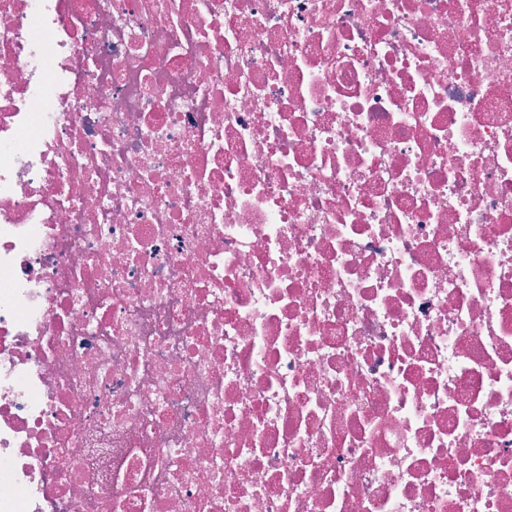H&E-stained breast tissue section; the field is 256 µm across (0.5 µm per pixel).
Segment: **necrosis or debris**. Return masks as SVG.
I'll return each instance as SVG.
<instances>
[{
	"label": "necrosis or debris",
	"instance_id": "1",
	"mask_svg": "<svg viewBox=\"0 0 512 512\" xmlns=\"http://www.w3.org/2000/svg\"><path fill=\"white\" fill-rule=\"evenodd\" d=\"M0 512H512V0H0Z\"/></svg>",
	"mask_w": 512,
	"mask_h": 512
}]
</instances>
